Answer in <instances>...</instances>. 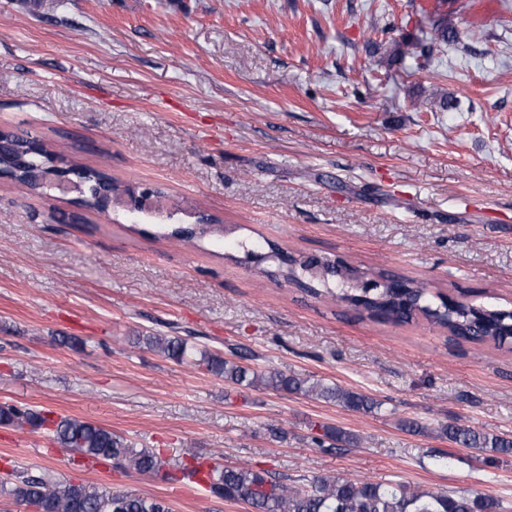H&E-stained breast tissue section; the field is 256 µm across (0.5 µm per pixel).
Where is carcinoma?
<instances>
[{
  "label": "carcinoma",
  "mask_w": 512,
  "mask_h": 512,
  "mask_svg": "<svg viewBox=\"0 0 512 512\" xmlns=\"http://www.w3.org/2000/svg\"><path fill=\"white\" fill-rule=\"evenodd\" d=\"M271 257L278 260V273L289 282L300 284L303 291L347 303L360 316L371 320L402 324L421 315L448 330L451 336L468 341H492L502 344L501 320L505 310L494 305L481 306L475 315L473 305H447L444 296L431 294L421 284L408 280L406 294L414 299L408 305L403 293L383 285L364 297L350 280L336 269L329 274L313 264L294 258L285 264L282 251L272 245ZM140 342L161 355L183 362L193 356L188 342L179 336L148 334ZM206 368L224 380L254 388L312 396L334 401L345 408L370 411L378 406L373 399L318 379L259 372L236 361L209 355ZM0 425L46 430L53 440L83 458L103 460L117 467L169 481L196 482L206 474V490L225 501H243L257 512H499L500 503L492 496L460 491L454 494L412 490L403 483L381 484L343 478H316L306 487L290 485L269 472L232 468L214 464L208 471L198 464L170 461L152 448L137 444L111 430L72 417L58 419L44 411L15 405H0ZM448 441L462 448L490 449L498 454H512V437L490 434L458 424L440 429ZM0 497L17 505L34 507L38 512H172L169 505L156 498L133 493L114 492L108 487L89 490L81 484L50 475H28L14 470L0 480Z\"/></svg>",
  "instance_id": "cac0c4a2"
}]
</instances>
